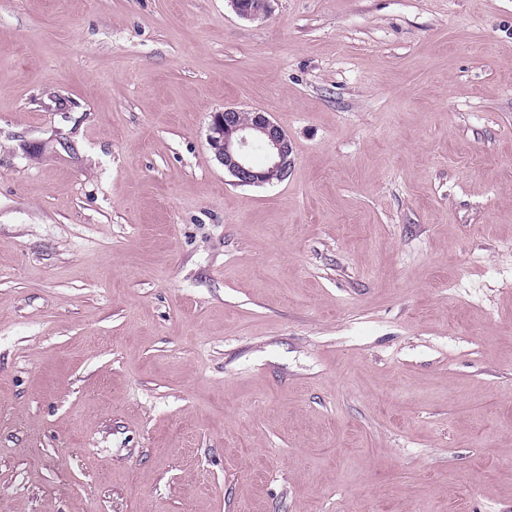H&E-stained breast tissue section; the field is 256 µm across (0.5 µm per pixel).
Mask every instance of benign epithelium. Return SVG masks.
<instances>
[{"mask_svg":"<svg viewBox=\"0 0 512 512\" xmlns=\"http://www.w3.org/2000/svg\"><path fill=\"white\" fill-rule=\"evenodd\" d=\"M244 19H255L266 11L268 0H229ZM207 140L216 159L240 186L269 184L285 178L293 163V147L287 133L266 112H247L226 107L212 115ZM261 145L266 164L252 162L251 151Z\"/></svg>","mask_w":512,"mask_h":512,"instance_id":"benign-epithelium-1","label":"benign epithelium"}]
</instances>
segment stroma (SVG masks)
<instances>
[{"mask_svg":"<svg viewBox=\"0 0 512 512\" xmlns=\"http://www.w3.org/2000/svg\"><path fill=\"white\" fill-rule=\"evenodd\" d=\"M0 512H512V0H0ZM211 117L207 135L209 147L238 185L269 184L274 177L287 176L293 163L292 143L268 113L227 107ZM256 144L263 147L266 156V164L261 168L251 159Z\"/></svg>","mask_w":512,"mask_h":512,"instance_id":"35a3bbf8","label":"stroma"}]
</instances>
